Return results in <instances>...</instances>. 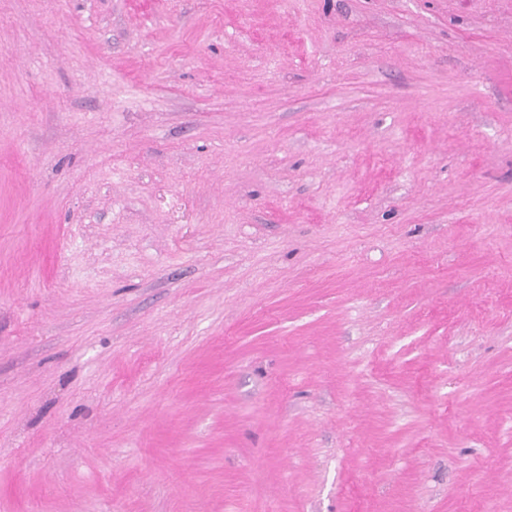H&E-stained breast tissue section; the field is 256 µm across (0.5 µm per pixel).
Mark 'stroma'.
I'll use <instances>...</instances> for the list:
<instances>
[{
    "label": "stroma",
    "mask_w": 512,
    "mask_h": 512,
    "mask_svg": "<svg viewBox=\"0 0 512 512\" xmlns=\"http://www.w3.org/2000/svg\"><path fill=\"white\" fill-rule=\"evenodd\" d=\"M0 512H512V0H0Z\"/></svg>",
    "instance_id": "1"
}]
</instances>
